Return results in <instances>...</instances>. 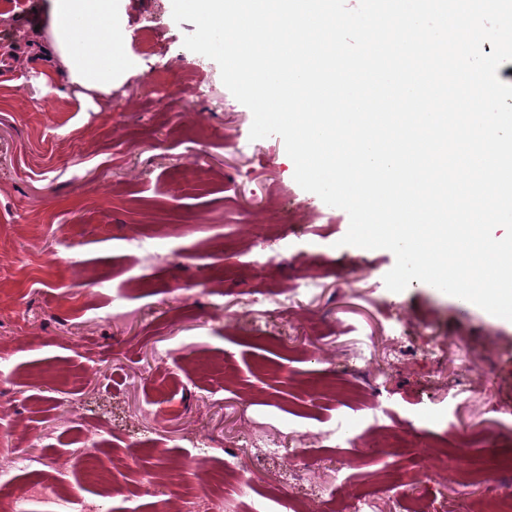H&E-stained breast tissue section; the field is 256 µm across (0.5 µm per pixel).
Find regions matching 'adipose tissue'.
Listing matches in <instances>:
<instances>
[{
  "mask_svg": "<svg viewBox=\"0 0 512 512\" xmlns=\"http://www.w3.org/2000/svg\"><path fill=\"white\" fill-rule=\"evenodd\" d=\"M119 0H40L38 23L49 57L60 61L85 95L106 94L121 72L140 59L121 52L124 31Z\"/></svg>",
  "mask_w": 512,
  "mask_h": 512,
  "instance_id": "1",
  "label": "adipose tissue"
}]
</instances>
